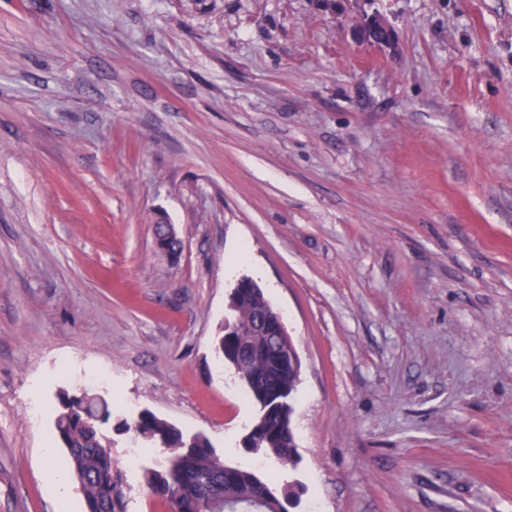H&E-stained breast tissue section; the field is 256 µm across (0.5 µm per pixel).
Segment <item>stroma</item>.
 I'll return each mask as SVG.
<instances>
[{"instance_id":"1","label":"stroma","mask_w":512,"mask_h":512,"mask_svg":"<svg viewBox=\"0 0 512 512\" xmlns=\"http://www.w3.org/2000/svg\"><path fill=\"white\" fill-rule=\"evenodd\" d=\"M243 277L301 361L292 467L213 353ZM84 385L125 512H167L143 409L289 512H512V0H0V512H84L45 479ZM360 26L362 28L364 37L373 44L379 46H392V30L382 17L378 15L367 17L363 22H361ZM375 33H383L384 37L380 39L376 36Z\"/></svg>"}]
</instances>
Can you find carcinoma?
<instances>
[{"instance_id":"obj_1","label":"carcinoma","mask_w":512,"mask_h":512,"mask_svg":"<svg viewBox=\"0 0 512 512\" xmlns=\"http://www.w3.org/2000/svg\"><path fill=\"white\" fill-rule=\"evenodd\" d=\"M232 318L216 338L219 361L233 369L250 395L272 393L288 387L296 391L299 377L287 376L261 352L270 338L259 335V318L271 308L264 293L238 286L230 295ZM294 408L284 412L277 399L267 400L256 413L244 442L284 465L295 464L296 440L291 425ZM112 408L100 394L85 388L62 389L56 395V438L68 454V472L84 497V512H124L123 499L115 490L118 479L112 457V438L104 433ZM149 446L164 449V462L145 473L151 493L186 512H218L231 504L248 503L240 512H281L283 497L254 472L224 464L208 438L184 448L185 433L150 411H141L126 424Z\"/></svg>"}]
</instances>
